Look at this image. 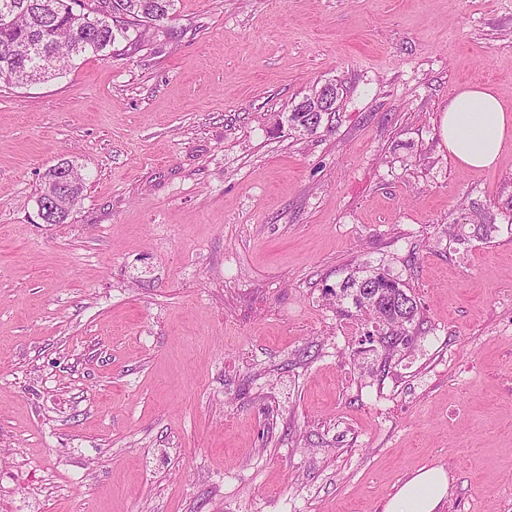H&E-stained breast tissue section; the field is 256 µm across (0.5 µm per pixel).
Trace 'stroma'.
Returning <instances> with one entry per match:
<instances>
[{"mask_svg":"<svg viewBox=\"0 0 512 512\" xmlns=\"http://www.w3.org/2000/svg\"><path fill=\"white\" fill-rule=\"evenodd\" d=\"M473 82L512 106V0H175L0 88V512H385L438 466V512H512V144L440 135ZM364 270L419 303L388 358L331 294ZM334 88L335 86L331 83H326L320 88L319 92L313 99L314 109L312 110V112H309L311 108L310 104L311 99L316 92L309 97H305L301 102L292 107L288 115V122L291 123L292 126H295V128L300 127L306 132H317L322 125L324 116L327 115V121L329 122L328 116L332 118V113L334 115V113L336 112L334 110L336 108H339V101L337 95L335 99L336 104L334 103V108L331 110L329 108H326L327 104L333 105L334 102L331 100L329 101V99H327L326 93H328L329 90ZM324 99H327V103H324V108H320V104H322L321 101H323ZM83 188V178L77 177L74 180L69 182V193L68 198L70 202V210L69 211H54L48 206L43 207L45 210L44 220L43 222L46 224H63L68 219L70 212L74 205L78 202L81 191Z\"/></svg>","mask_w":512,"mask_h":512,"instance_id":"1","label":"stroma"}]
</instances>
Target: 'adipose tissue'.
I'll return each instance as SVG.
<instances>
[{
	"label": "adipose tissue",
	"mask_w": 512,
	"mask_h": 512,
	"mask_svg": "<svg viewBox=\"0 0 512 512\" xmlns=\"http://www.w3.org/2000/svg\"><path fill=\"white\" fill-rule=\"evenodd\" d=\"M441 133L449 153L462 166L491 168L512 143V107L492 87L463 86L442 114ZM447 492V472L423 468L405 482L386 512H436Z\"/></svg>",
	"instance_id": "1"
}]
</instances>
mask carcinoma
Instances as JSON below:
<instances>
[{"label":"carcinoma","instance_id":"obj_1","mask_svg":"<svg viewBox=\"0 0 512 512\" xmlns=\"http://www.w3.org/2000/svg\"><path fill=\"white\" fill-rule=\"evenodd\" d=\"M8 3L15 22L0 23V84H20L25 71L52 76L49 62L90 53L94 56L115 44L132 43L130 32L169 18L174 0H109L111 14L90 23L75 21L76 11L85 10L83 0H0ZM311 98L292 107L288 122L306 132L321 127L325 113L312 112ZM336 298L351 301L358 312L373 320L374 342L391 355L411 342L408 326L418 315V304L405 286L379 272L351 276L336 291Z\"/></svg>","mask_w":512,"mask_h":512}]
</instances>
